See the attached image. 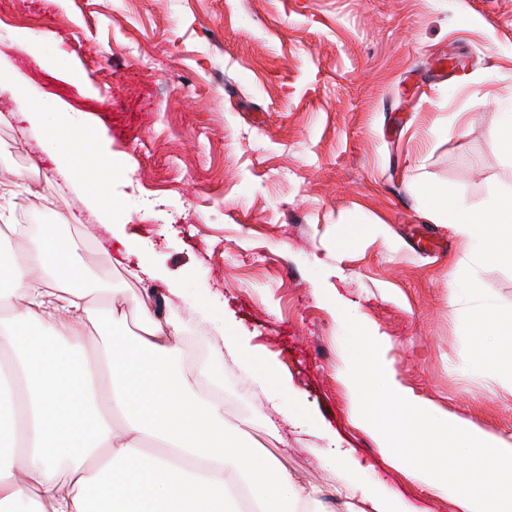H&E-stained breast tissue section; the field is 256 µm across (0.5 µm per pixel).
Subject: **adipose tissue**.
I'll return each mask as SVG.
<instances>
[{
	"instance_id": "1",
	"label": "adipose tissue",
	"mask_w": 512,
	"mask_h": 512,
	"mask_svg": "<svg viewBox=\"0 0 512 512\" xmlns=\"http://www.w3.org/2000/svg\"><path fill=\"white\" fill-rule=\"evenodd\" d=\"M429 211L468 250L512 264V193L482 208L446 191L428 192ZM28 239L26 256L0 267V364L18 381L0 385V512H240L246 490L253 512L316 501L320 490L295 478L261 442L243 447L224 428L223 404L204 399L171 365L181 353L184 320L146 314L139 334L120 332L119 306L97 317L87 298L75 244L58 226L30 235L22 224L0 241ZM100 326L97 352L82 342ZM470 346L494 377L512 352V312L481 300ZM108 391H101L100 374ZM348 480L338 497L359 495L373 512H413L368 482L370 468L340 460Z\"/></svg>"
}]
</instances>
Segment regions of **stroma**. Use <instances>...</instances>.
Listing matches in <instances>:
<instances>
[{"label": "stroma", "instance_id": "obj_1", "mask_svg": "<svg viewBox=\"0 0 512 512\" xmlns=\"http://www.w3.org/2000/svg\"><path fill=\"white\" fill-rule=\"evenodd\" d=\"M30 98L82 112L67 182L45 131L0 92V213L34 200L36 226L82 240L74 261L94 306L124 297L128 334L145 291L181 290L189 324L177 374L195 379L209 344L231 338L268 377L225 359V426L255 437L332 506L341 451L375 465L415 512H456L387 465L354 428L336 379L337 303L390 336L398 379L484 432L512 437V398L466 337L476 301L448 300L466 262L484 297L512 310V265L482 261L421 198L448 190L481 207L512 189L497 136L512 97V0H0V34ZM464 68L433 74L438 61ZM110 163L101 173L87 156ZM109 207L96 209V197ZM356 236L344 256L336 239ZM152 271L149 279L135 269ZM322 289L316 298L314 289ZM278 393L295 428L269 413Z\"/></svg>", "mask_w": 512, "mask_h": 512}]
</instances>
